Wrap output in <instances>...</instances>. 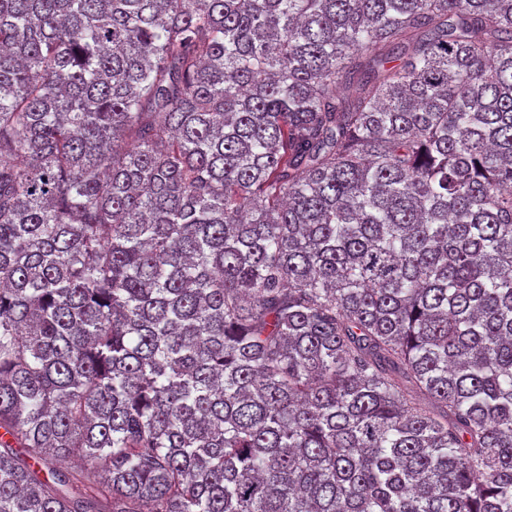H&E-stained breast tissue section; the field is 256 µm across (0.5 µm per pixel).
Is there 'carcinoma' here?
I'll return each instance as SVG.
<instances>
[{
	"label": "carcinoma",
	"instance_id": "carcinoma-1",
	"mask_svg": "<svg viewBox=\"0 0 512 512\" xmlns=\"http://www.w3.org/2000/svg\"><path fill=\"white\" fill-rule=\"evenodd\" d=\"M0 512H512V0H0Z\"/></svg>",
	"mask_w": 512,
	"mask_h": 512
}]
</instances>
